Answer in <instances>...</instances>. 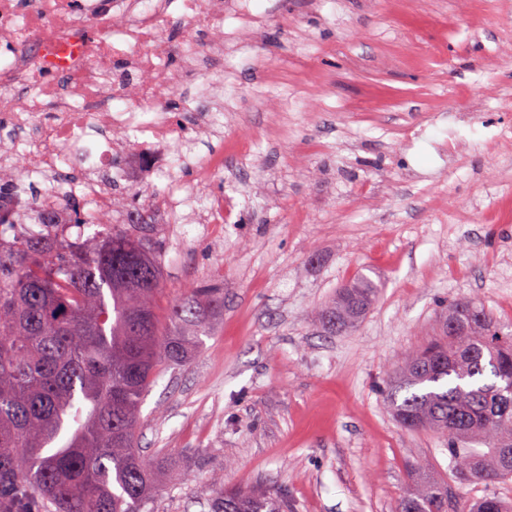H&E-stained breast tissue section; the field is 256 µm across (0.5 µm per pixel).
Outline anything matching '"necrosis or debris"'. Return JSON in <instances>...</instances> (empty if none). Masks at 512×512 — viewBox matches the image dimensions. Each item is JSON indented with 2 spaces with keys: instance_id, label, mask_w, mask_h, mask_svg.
<instances>
[{
  "instance_id": "1",
  "label": "necrosis or debris",
  "mask_w": 512,
  "mask_h": 512,
  "mask_svg": "<svg viewBox=\"0 0 512 512\" xmlns=\"http://www.w3.org/2000/svg\"><path fill=\"white\" fill-rule=\"evenodd\" d=\"M225 0H0V116L17 130L36 129L34 147H1L17 177L78 163L159 175L180 161L189 135L168 114L185 77L171 58L198 60L223 45ZM184 23L167 34L175 16ZM213 31L212 42L200 38ZM68 78L65 86L54 75ZM23 87L16 95L15 87ZM109 110H95L104 97ZM153 113L142 126V113ZM121 132L118 143L89 149L90 121Z\"/></svg>"
}]
</instances>
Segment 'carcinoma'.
I'll return each mask as SVG.
<instances>
[{
  "instance_id": "obj_1",
  "label": "carcinoma",
  "mask_w": 512,
  "mask_h": 512,
  "mask_svg": "<svg viewBox=\"0 0 512 512\" xmlns=\"http://www.w3.org/2000/svg\"><path fill=\"white\" fill-rule=\"evenodd\" d=\"M17 192L0 169V210ZM70 223L36 211L34 224L0 221V512H145L161 477H185L140 448V406L161 365H184L224 312V291L191 288L166 323L159 251L136 225H95L85 197L67 200ZM378 297L360 276L321 310L332 328L357 325ZM512 332L483 305L449 304L433 341L403 357L387 378L388 402L411 431L448 440L449 467L462 483L512 479ZM210 512H288L265 490L219 488ZM397 512H448V484L415 474ZM457 512H512L495 494Z\"/></svg>"
}]
</instances>
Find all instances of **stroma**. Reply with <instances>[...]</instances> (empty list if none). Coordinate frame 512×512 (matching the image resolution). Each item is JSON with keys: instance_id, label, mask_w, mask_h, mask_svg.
I'll list each match as a JSON object with an SVG mask.
<instances>
[{"instance_id": "obj_1", "label": "stroma", "mask_w": 512, "mask_h": 512, "mask_svg": "<svg viewBox=\"0 0 512 512\" xmlns=\"http://www.w3.org/2000/svg\"><path fill=\"white\" fill-rule=\"evenodd\" d=\"M512 0H233L224 123L192 134L170 175H134L146 204L223 195V228L148 224L162 303L215 283L224 315L141 404L140 444L188 455L149 512H209L218 485L282 494L289 512H395L415 471L450 502L512 480L454 481L446 444L401 428L387 377L458 299L512 331ZM472 113L449 144L451 118ZM208 182L196 167L213 154ZM380 287L354 328L319 311L358 276Z\"/></svg>"}]
</instances>
